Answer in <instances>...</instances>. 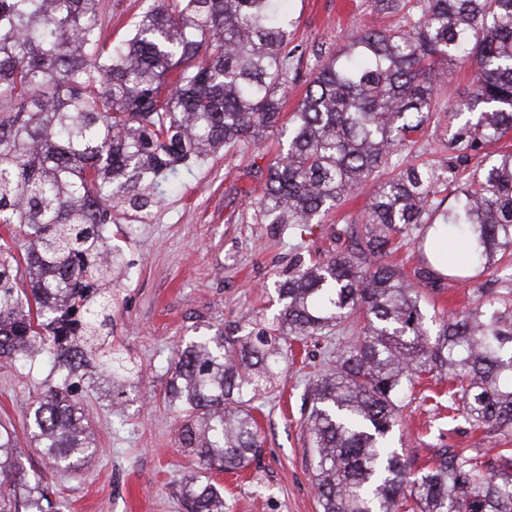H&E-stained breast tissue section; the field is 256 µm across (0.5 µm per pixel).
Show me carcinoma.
<instances>
[{
  "label": "carcinoma",
  "instance_id": "obj_1",
  "mask_svg": "<svg viewBox=\"0 0 512 512\" xmlns=\"http://www.w3.org/2000/svg\"><path fill=\"white\" fill-rule=\"evenodd\" d=\"M98 3L0 0V360L44 356L54 374L29 438L59 470H76L96 452L75 398L84 362L117 385L135 370L109 341L112 275L124 266L106 236L112 213L148 216L178 165L257 146L277 128L286 154L251 201L266 222L308 231L373 190L361 224L336 232L349 244L299 261L277 288L272 323L177 350L166 396L181 447L210 473L182 481L187 512H228L211 473L260 456L253 401L282 375L288 342L338 327L354 334L305 398L321 512H400L411 500L418 512H512L511 452L441 448L413 474L394 449L405 399L426 374L448 378V408L472 425L512 427V294L485 301L477 288L470 308L439 320L427 298L476 283L512 250V151H485L512 132V0H373L403 13V28L315 54L283 125L281 99L302 64L289 0H162L113 41ZM451 62L474 75L448 113L450 153L410 165L403 154L442 111L435 78ZM407 237L419 254L411 280L389 261ZM441 237L464 242L470 265L445 273ZM17 442L1 422L0 512H59L49 486L20 469Z\"/></svg>",
  "mask_w": 512,
  "mask_h": 512
}]
</instances>
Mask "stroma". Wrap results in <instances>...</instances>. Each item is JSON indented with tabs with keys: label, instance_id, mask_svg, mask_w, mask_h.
I'll use <instances>...</instances> for the list:
<instances>
[{
	"label": "stroma",
	"instance_id": "obj_1",
	"mask_svg": "<svg viewBox=\"0 0 512 512\" xmlns=\"http://www.w3.org/2000/svg\"><path fill=\"white\" fill-rule=\"evenodd\" d=\"M153 2L100 0L104 33L130 35ZM291 8V40L309 57L339 48L362 30L403 24L401 14L378 12L371 0H292ZM279 154L272 133L262 145L179 167L147 218L122 215L113 225L112 244L128 269L113 282L112 344L136 361L139 373L115 404L100 389L81 392L84 424L98 448L81 469L56 470L25 437L49 363L0 360V422L13 425L24 471L54 486L62 512H185L181 481L202 468L181 448L179 418L164 399L179 345L219 330L237 336L256 320L271 318L276 283L287 280L299 256L330 251L334 231L360 217L368 203L364 195L341 202L305 235L266 223L243 192ZM337 346L333 335L295 343L294 363L257 399L261 456L243 472L215 477L230 512H321L305 452L302 398L309 376L335 358ZM404 416L398 451L415 469L431 464L440 448L465 454L512 449V429L470 427L449 411L447 381L429 374Z\"/></svg>",
	"mask_w": 512,
	"mask_h": 512
}]
</instances>
